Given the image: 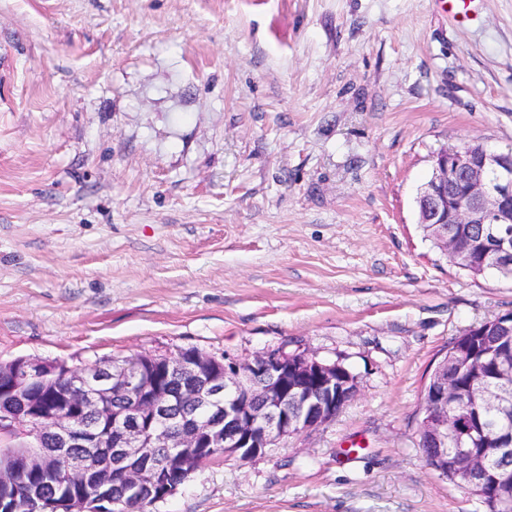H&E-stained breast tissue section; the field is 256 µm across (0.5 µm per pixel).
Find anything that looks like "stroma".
Returning a JSON list of instances; mask_svg holds the SVG:
<instances>
[{
	"instance_id": "obj_1",
	"label": "stroma",
	"mask_w": 512,
	"mask_h": 512,
	"mask_svg": "<svg viewBox=\"0 0 512 512\" xmlns=\"http://www.w3.org/2000/svg\"><path fill=\"white\" fill-rule=\"evenodd\" d=\"M473 139L512 148V0H0V361L312 353L351 401L151 512H486L417 436L512 311L418 226Z\"/></svg>"
}]
</instances>
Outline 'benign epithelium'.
<instances>
[{
  "mask_svg": "<svg viewBox=\"0 0 512 512\" xmlns=\"http://www.w3.org/2000/svg\"><path fill=\"white\" fill-rule=\"evenodd\" d=\"M427 222L441 225L443 244L454 254L456 224L483 228L486 224L512 225V153L488 149L474 141L450 146L434 159V175L422 197ZM485 255L499 265L512 266V235L483 241ZM494 371L512 379V349L497 348ZM488 352L455 347L448 368L436 369L422 401L419 436L435 452L434 461L448 460V401L457 394V375L486 362ZM187 380L190 397L210 407V420L195 428L196 410H175L176 398L168 385L170 374ZM10 376L5 398L19 405L28 419L25 437L30 449L0 455V483L9 484L20 474L47 475L66 448L106 449L114 476L126 485L152 489L164 485L156 501L179 491L159 469L130 466L140 448H222L224 457L252 459L279 447L285 437L317 427L336 415L356 393L352 374L340 363H326L314 355L291 356L263 351L247 360L217 358L203 351L188 357H147L131 367L112 359L82 367L61 361L29 357L0 361V375ZM66 381L58 398L70 401L64 411L51 409L35 399L31 384L48 387L57 377ZM460 455L450 477L484 503L498 506L512 498V441L493 432L459 423ZM55 443L43 448L46 439ZM474 439L486 448L477 456L467 448ZM30 512H112L109 488H100L95 499L72 496L64 502L42 495L27 498Z\"/></svg>",
  "mask_w": 512,
  "mask_h": 512,
  "instance_id": "benign-epithelium-1",
  "label": "benign epithelium"
}]
</instances>
